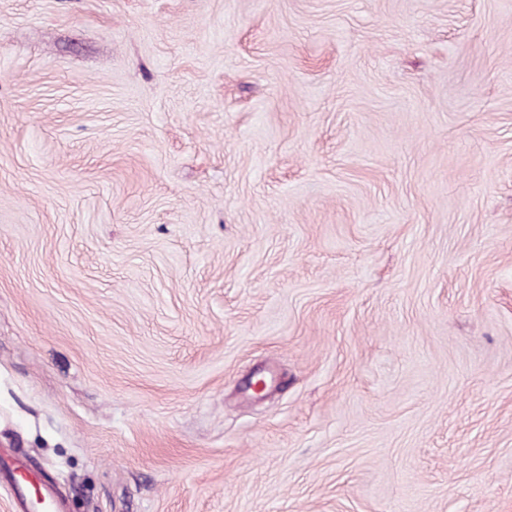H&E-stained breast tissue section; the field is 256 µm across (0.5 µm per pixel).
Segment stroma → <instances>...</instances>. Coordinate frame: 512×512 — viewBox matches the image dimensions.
Instances as JSON below:
<instances>
[{"mask_svg": "<svg viewBox=\"0 0 512 512\" xmlns=\"http://www.w3.org/2000/svg\"><path fill=\"white\" fill-rule=\"evenodd\" d=\"M0 448V512H512V0H0Z\"/></svg>", "mask_w": 512, "mask_h": 512, "instance_id": "1", "label": "stroma"}]
</instances>
